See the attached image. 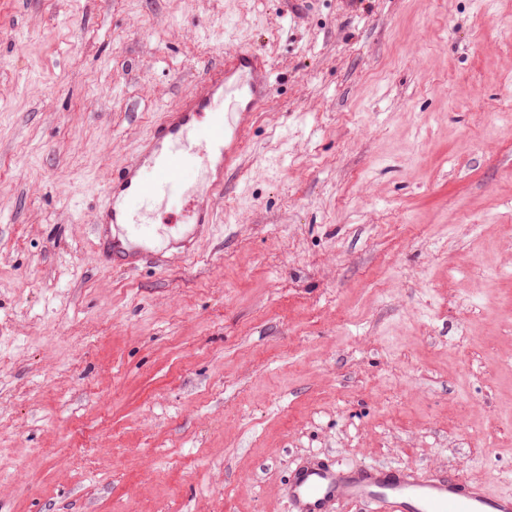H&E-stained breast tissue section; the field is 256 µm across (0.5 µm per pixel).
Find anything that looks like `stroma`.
<instances>
[{"label":"stroma","instance_id":"stroma-1","mask_svg":"<svg viewBox=\"0 0 512 512\" xmlns=\"http://www.w3.org/2000/svg\"><path fill=\"white\" fill-rule=\"evenodd\" d=\"M228 44L273 95L212 235L101 267ZM311 459L512 490V0H0V512H289Z\"/></svg>","mask_w":512,"mask_h":512}]
</instances>
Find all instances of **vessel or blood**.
<instances>
[{
    "label": "vessel or blood",
    "mask_w": 512,
    "mask_h": 512,
    "mask_svg": "<svg viewBox=\"0 0 512 512\" xmlns=\"http://www.w3.org/2000/svg\"><path fill=\"white\" fill-rule=\"evenodd\" d=\"M273 93L271 66L259 53L225 48L221 62L163 113L134 160L115 173L94 214L95 253L105 266L188 263L209 235L224 171L234 167L253 112ZM181 207L178 239L159 242L153 217ZM290 512H329L350 501L372 512H512V494L455 476L429 477L412 467L338 466L313 459L287 487Z\"/></svg>",
    "instance_id": "vessel-or-blood-1"
}]
</instances>
